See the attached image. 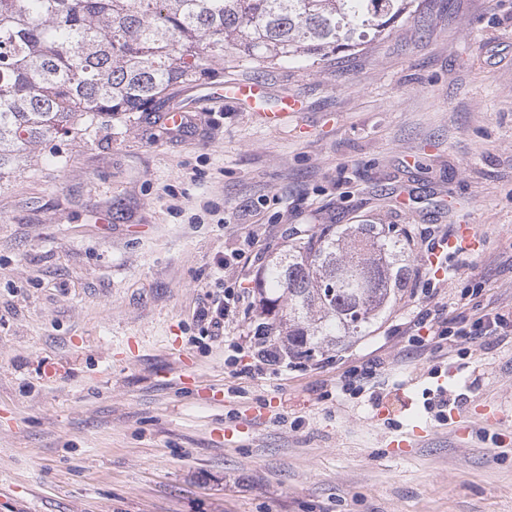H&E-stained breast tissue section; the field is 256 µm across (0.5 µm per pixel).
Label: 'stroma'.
I'll return each mask as SVG.
<instances>
[{"instance_id":"stroma-1","label":"stroma","mask_w":512,"mask_h":512,"mask_svg":"<svg viewBox=\"0 0 512 512\" xmlns=\"http://www.w3.org/2000/svg\"><path fill=\"white\" fill-rule=\"evenodd\" d=\"M215 79L302 109L271 128L199 83L173 95L192 135L134 119L0 184V512H512V335L476 333L512 323V0H428L333 61ZM316 224L408 232L414 275L370 336L257 368L228 342ZM458 224L479 251L426 250ZM221 286L243 299L213 341L194 314Z\"/></svg>"}]
</instances>
